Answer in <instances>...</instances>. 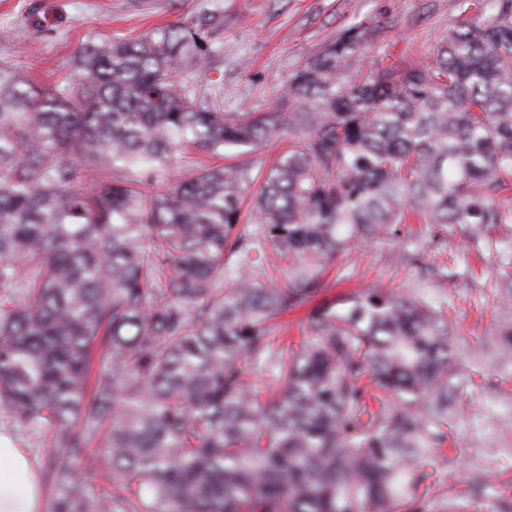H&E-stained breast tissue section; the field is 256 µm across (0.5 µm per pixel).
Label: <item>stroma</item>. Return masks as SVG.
Returning <instances> with one entry per match:
<instances>
[{"instance_id":"35a3bbf8","label":"stroma","mask_w":512,"mask_h":512,"mask_svg":"<svg viewBox=\"0 0 512 512\" xmlns=\"http://www.w3.org/2000/svg\"><path fill=\"white\" fill-rule=\"evenodd\" d=\"M224 11L222 55L208 76L224 87L228 112H263L289 74L346 28L363 25L374 50L419 59L466 16L465 0H0V64L35 85L71 80L78 49L94 37L134 38L206 9ZM512 229L474 238L466 226L410 224L399 237L336 257L348 281L324 282V296L384 288L406 296L447 299L453 328L467 341L454 378L458 399L448 437L429 470L431 492L418 512H512V349L500 332L506 318L500 277ZM0 432L25 448L45 491H53L47 440L0 407Z\"/></svg>"}]
</instances>
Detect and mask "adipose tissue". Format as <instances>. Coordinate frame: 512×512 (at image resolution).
Returning <instances> with one entry per match:
<instances>
[{"instance_id": "adipose-tissue-1", "label": "adipose tissue", "mask_w": 512, "mask_h": 512, "mask_svg": "<svg viewBox=\"0 0 512 512\" xmlns=\"http://www.w3.org/2000/svg\"><path fill=\"white\" fill-rule=\"evenodd\" d=\"M0 512H44L41 477L26 451L0 435Z\"/></svg>"}]
</instances>
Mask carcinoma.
<instances>
[{
	"instance_id": "cac0c4a2",
	"label": "carcinoma",
	"mask_w": 512,
	"mask_h": 512,
	"mask_svg": "<svg viewBox=\"0 0 512 512\" xmlns=\"http://www.w3.org/2000/svg\"><path fill=\"white\" fill-rule=\"evenodd\" d=\"M474 6L429 61L345 30L266 112L199 81L217 9L89 41L63 86L0 66V406L56 448L49 512H416L459 360L444 307L323 298L292 350L273 319L411 217L512 224V0ZM272 253L283 283L256 275Z\"/></svg>"
}]
</instances>
